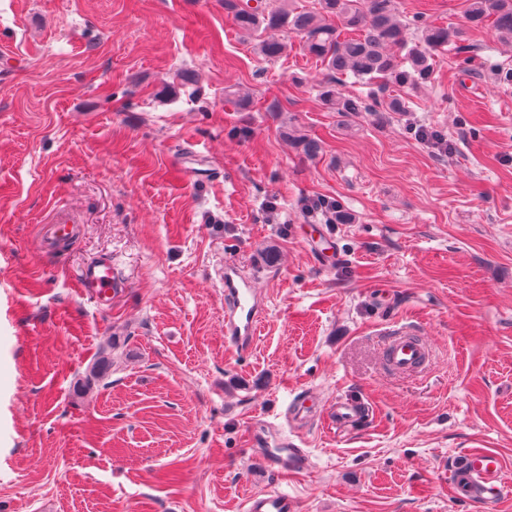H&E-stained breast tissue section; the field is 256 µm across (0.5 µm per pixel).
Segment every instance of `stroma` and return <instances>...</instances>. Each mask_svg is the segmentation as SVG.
Returning a JSON list of instances; mask_svg holds the SVG:
<instances>
[{
	"mask_svg": "<svg viewBox=\"0 0 512 512\" xmlns=\"http://www.w3.org/2000/svg\"><path fill=\"white\" fill-rule=\"evenodd\" d=\"M469 40L408 111L348 114L298 38L262 60L224 0H0V512H242L270 489L297 512H482L451 482L469 451L512 484V81L490 77L512 43ZM101 256L106 311L78 286ZM228 263L265 298L245 352ZM400 327L421 376L384 364ZM105 346L111 374L76 394ZM305 396L311 466L267 472L250 432ZM345 397L365 412L340 428ZM383 350L388 368L402 374H414L430 361V352L418 334L407 328L393 330Z\"/></svg>",
	"mask_w": 512,
	"mask_h": 512,
	"instance_id": "35a3bbf8",
	"label": "stroma"
}]
</instances>
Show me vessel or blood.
Masks as SVG:
<instances>
[{"instance_id":"b4317fda","label":"vessel or blood","mask_w":512,"mask_h":512,"mask_svg":"<svg viewBox=\"0 0 512 512\" xmlns=\"http://www.w3.org/2000/svg\"><path fill=\"white\" fill-rule=\"evenodd\" d=\"M110 259L88 265L79 280L82 291L94 294L100 305H108L113 288L119 287ZM263 309L253 278L245 271L228 266L224 269V335L228 343L247 350L260 326ZM388 368L402 374H414L430 361L425 342L412 330H393L383 350ZM253 439L259 447L258 456L266 468L292 475L308 468L310 460L303 448L293 440L273 434L269 429L256 428ZM457 481L466 482L469 496L489 510L501 497L506 482L502 463L491 452L475 451L464 454L456 468ZM293 497L278 490H266L247 499L244 512H296Z\"/></svg>"}]
</instances>
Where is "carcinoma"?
Here are the masks:
<instances>
[{
    "label": "carcinoma",
    "instance_id": "1",
    "mask_svg": "<svg viewBox=\"0 0 512 512\" xmlns=\"http://www.w3.org/2000/svg\"><path fill=\"white\" fill-rule=\"evenodd\" d=\"M469 27L490 28L512 40V0H467ZM224 10L240 33L254 42L258 55L275 60L288 43L267 37L279 30L300 38L304 50L324 66L319 98L331 112H405L406 100L384 96L391 85L418 91L433 77V55L465 40L460 28L408 24L400 19L396 0H224ZM353 75L368 85L359 95L342 92L337 80ZM112 368V348L99 352L83 387Z\"/></svg>",
    "mask_w": 512,
    "mask_h": 512
}]
</instances>
